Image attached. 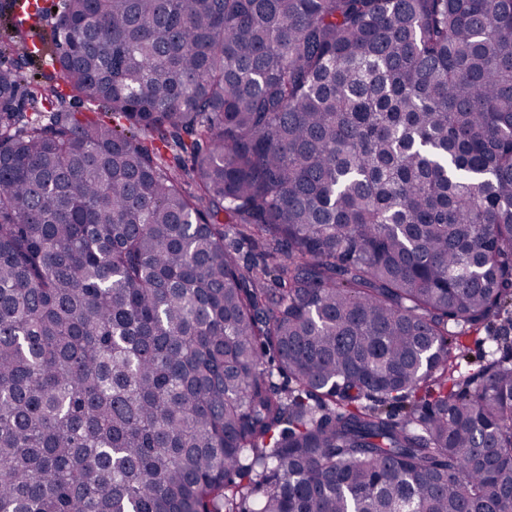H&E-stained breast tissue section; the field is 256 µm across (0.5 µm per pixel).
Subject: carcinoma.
<instances>
[{
    "label": "carcinoma",
    "mask_w": 512,
    "mask_h": 512,
    "mask_svg": "<svg viewBox=\"0 0 512 512\" xmlns=\"http://www.w3.org/2000/svg\"><path fill=\"white\" fill-rule=\"evenodd\" d=\"M44 50L0 512H512V0H62ZM493 337L495 336H487L482 331L480 336H467L461 339L467 357L461 361L459 372L466 373L477 368L480 357L490 351Z\"/></svg>",
    "instance_id": "obj_1"
}]
</instances>
